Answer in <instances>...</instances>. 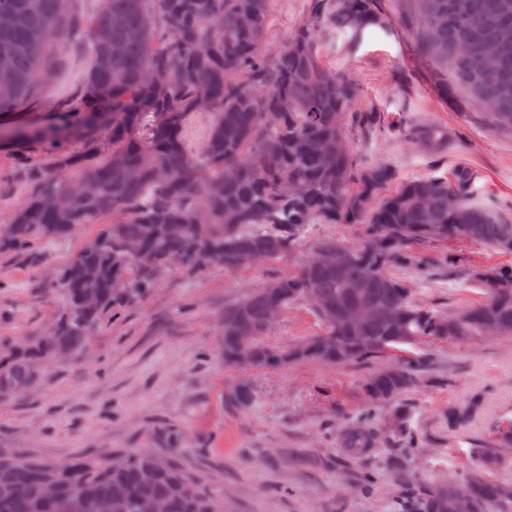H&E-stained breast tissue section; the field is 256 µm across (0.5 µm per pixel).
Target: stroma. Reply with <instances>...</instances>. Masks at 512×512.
<instances>
[{
	"instance_id": "stroma-1",
	"label": "stroma",
	"mask_w": 512,
	"mask_h": 512,
	"mask_svg": "<svg viewBox=\"0 0 512 512\" xmlns=\"http://www.w3.org/2000/svg\"><path fill=\"white\" fill-rule=\"evenodd\" d=\"M310 9V0H274L270 45L285 42L309 20ZM375 14L361 37L326 27L319 38L323 60L358 85L353 111L377 118L372 126L350 128L358 162L391 167L385 196L404 182L466 168L474 174L476 200L511 213L512 134L492 129L466 96L445 91L408 0H376ZM86 66L84 44L70 35L53 80L34 103L0 116V123H46L53 111L74 103ZM427 127L442 133L439 146L408 139V132ZM29 188L12 148H0V224ZM96 232L86 226L36 256L0 254V358L43 335L59 316L63 300L45 286L50 270ZM365 238L362 224H312L279 261L232 272L217 265L169 268L145 297L91 331L83 355L43 365L41 381L26 395L0 398V450L60 462L171 448L223 496L224 512H405L408 488L420 493L476 468L475 449L493 450L494 431L512 419V336L411 349L417 386L404 404L413 448L388 429V408L364 400L365 379L389 356L270 369L225 364L220 351L225 306L272 277L298 272L323 243ZM415 252L416 262L399 277L416 298L448 311L478 299L473 270L512 265V254L471 242H433ZM448 253L459 255L456 268L442 265ZM320 328L310 310L297 307L265 338L290 348ZM241 383L253 392L244 408L229 402ZM475 397L481 404L469 422L449 428V407ZM361 422L374 429L378 443L358 461L341 440Z\"/></svg>"
}]
</instances>
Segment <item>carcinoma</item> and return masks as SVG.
<instances>
[{"instance_id": "obj_1", "label": "carcinoma", "mask_w": 512, "mask_h": 512, "mask_svg": "<svg viewBox=\"0 0 512 512\" xmlns=\"http://www.w3.org/2000/svg\"><path fill=\"white\" fill-rule=\"evenodd\" d=\"M420 36L443 75H451L497 129L512 132V0H413ZM273 0H100L85 30L88 67L76 103L45 124L3 127L0 147L36 170L37 186L0 229V250L26 253L98 233L56 268L50 290L62 295L57 346L74 355L105 315L153 288L170 257L235 271L255 252L288 255L316 222L365 224L362 245L328 242L334 256L311 255L294 275L271 279L224 307L221 350L237 366L239 330L254 329V367L307 359L327 365L364 361L401 346L512 336L511 267L476 273L480 300L457 311L416 302L391 272L414 262L411 247L473 241L512 254V220L474 199L472 173L403 183L373 207L392 178L383 164L354 159L347 116L357 87L318 51L320 23L358 36L375 19L373 0H314L313 21L276 51L267 43ZM0 114L35 99L69 33L70 0H0ZM212 116L202 144L187 140L196 114ZM51 150L48 167L34 156ZM314 289L315 304L306 297ZM307 304L320 333L289 349L264 340L269 312ZM361 314L357 320L350 316ZM54 347L37 336L0 359V395L36 380ZM416 385L413 365L373 372L369 404L388 406L405 430L399 402ZM477 401L448 408V423L469 418ZM377 442L366 426L350 429L347 452L362 460ZM462 477L472 512H512V488L491 471L504 458L481 453ZM154 470L146 479L143 473ZM54 493H44L46 484ZM0 512H220L224 501L177 461L171 448L125 456L99 454L56 463L0 454ZM453 484L432 487L420 512H448Z\"/></svg>"}]
</instances>
